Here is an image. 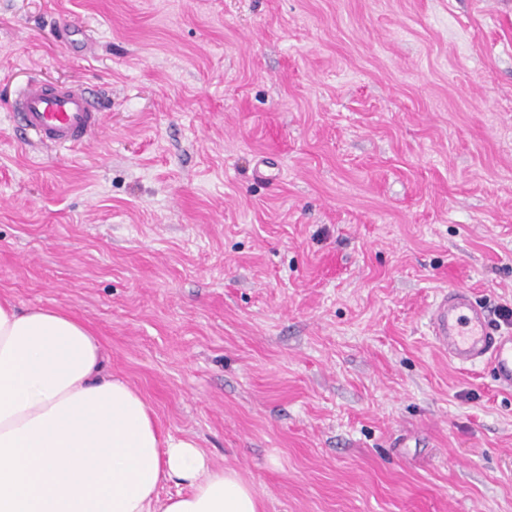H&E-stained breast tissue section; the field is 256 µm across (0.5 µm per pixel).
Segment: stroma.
Masks as SVG:
<instances>
[{"instance_id":"35a3bbf8","label":"stroma","mask_w":512,"mask_h":512,"mask_svg":"<svg viewBox=\"0 0 512 512\" xmlns=\"http://www.w3.org/2000/svg\"><path fill=\"white\" fill-rule=\"evenodd\" d=\"M32 77L101 134L21 139ZM453 287L512 307V0H0V297L262 512H512V390L427 332Z\"/></svg>"}]
</instances>
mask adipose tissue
Wrapping results in <instances>:
<instances>
[{"mask_svg":"<svg viewBox=\"0 0 512 512\" xmlns=\"http://www.w3.org/2000/svg\"><path fill=\"white\" fill-rule=\"evenodd\" d=\"M180 489L160 496L163 483ZM0 512H260L253 488L104 373L89 328L0 299Z\"/></svg>","mask_w":512,"mask_h":512,"instance_id":"ef3b65f1","label":"adipose tissue"}]
</instances>
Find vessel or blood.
Masks as SVG:
<instances>
[{"instance_id": "vessel-or-blood-1", "label": "vessel or blood", "mask_w": 512, "mask_h": 512, "mask_svg": "<svg viewBox=\"0 0 512 512\" xmlns=\"http://www.w3.org/2000/svg\"><path fill=\"white\" fill-rule=\"evenodd\" d=\"M18 126L42 143L83 147L103 128V105L89 92L38 80L20 88L11 105ZM438 348L461 366L490 363L500 388L512 389V328L501 327L471 292H442L428 319Z\"/></svg>"}]
</instances>
